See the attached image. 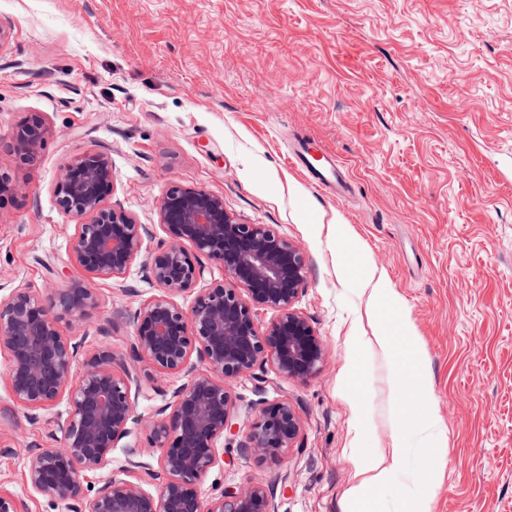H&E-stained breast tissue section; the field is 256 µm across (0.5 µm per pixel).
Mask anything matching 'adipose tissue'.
<instances>
[{
	"instance_id": "1",
	"label": "adipose tissue",
	"mask_w": 512,
	"mask_h": 512,
	"mask_svg": "<svg viewBox=\"0 0 512 512\" xmlns=\"http://www.w3.org/2000/svg\"><path fill=\"white\" fill-rule=\"evenodd\" d=\"M363 273L371 288L369 308L377 323L375 343L392 364L387 378L388 400L399 406L408 402L411 388L425 386L424 351L405 305L384 275L370 266L364 267ZM404 454V442L396 435L386 452L357 463L355 479L344 494L345 512H382L380 492L396 480Z\"/></svg>"
}]
</instances>
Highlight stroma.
<instances>
[{"mask_svg": "<svg viewBox=\"0 0 512 512\" xmlns=\"http://www.w3.org/2000/svg\"><path fill=\"white\" fill-rule=\"evenodd\" d=\"M0 20L11 25L0 171L23 187L0 201L1 295L60 286L75 226L53 184L87 150L112 159L110 203L154 225L147 248L177 182L223 194L236 222L270 225L304 252L294 309L328 347L322 370L297 379L268 365L229 383L240 426L285 400L301 433L276 461L225 440L203 499L252 480L272 490L276 512H343L357 458L398 433L407 451L385 512L428 491L432 512H512V0H0ZM30 112L52 135L23 165L11 131ZM301 133L345 167L347 198L289 164ZM343 228L409 307L442 448L425 446L421 399L387 405L390 364L365 346L374 323L363 281L343 267ZM95 287L88 317L59 329L80 339V358L104 345L128 355L134 313L158 293L145 258ZM135 375L131 434L87 475L86 498L111 476L155 488L125 448L157 466L147 423L185 377L142 365ZM67 415L64 401L21 408L0 377V491L27 512H65L30 493L25 462L60 446Z\"/></svg>", "mask_w": 512, "mask_h": 512, "instance_id": "obj_1", "label": "stroma"}]
</instances>
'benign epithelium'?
Wrapping results in <instances>:
<instances>
[{
    "instance_id": "obj_1",
    "label": "benign epithelium",
    "mask_w": 512,
    "mask_h": 512,
    "mask_svg": "<svg viewBox=\"0 0 512 512\" xmlns=\"http://www.w3.org/2000/svg\"><path fill=\"white\" fill-rule=\"evenodd\" d=\"M51 130L35 112L12 130L19 162L45 145ZM112 160L99 150L82 152L60 167L53 192L60 210L75 221L70 263L77 274L45 295L17 287L0 295V353L14 401L35 411L67 400V418L57 424L63 444L35 448L27 457V483L66 512H275L273 495L259 482L201 497V478L224 456L218 442L236 428L235 398L227 381L269 364L289 378L321 370L327 347L309 322L293 310L305 281L301 249L267 224H239L224 210V197L172 183L159 203L165 239L148 253L147 269L160 294L135 312L131 359L182 373L187 381L157 410L151 447L160 449L155 492L111 477L84 500L87 473L106 468L112 450L128 435L135 401L132 369L102 347L78 362L79 344L59 330L67 317L82 323L97 304L88 277L120 278L152 237L147 225L107 203ZM221 264L234 283L198 287L199 256ZM194 293L183 308L176 297ZM277 317L262 327L255 310ZM207 365L194 372L191 358ZM80 372H75L77 365ZM301 422L286 400L262 407L240 448L259 460H277L299 437Z\"/></svg>"
}]
</instances>
